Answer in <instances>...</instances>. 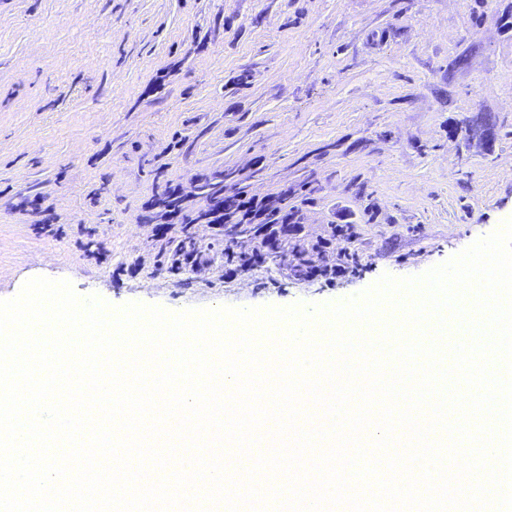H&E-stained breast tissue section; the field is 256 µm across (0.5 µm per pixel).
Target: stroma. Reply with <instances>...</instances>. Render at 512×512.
<instances>
[{"label":"stroma","instance_id":"35a3bbf8","mask_svg":"<svg viewBox=\"0 0 512 512\" xmlns=\"http://www.w3.org/2000/svg\"><path fill=\"white\" fill-rule=\"evenodd\" d=\"M205 175L292 190L297 243L347 219L358 274H232L208 224L156 239ZM510 218L512 0H0V300L47 277L114 307L329 304ZM188 237L204 261L171 272Z\"/></svg>","mask_w":512,"mask_h":512}]
</instances>
